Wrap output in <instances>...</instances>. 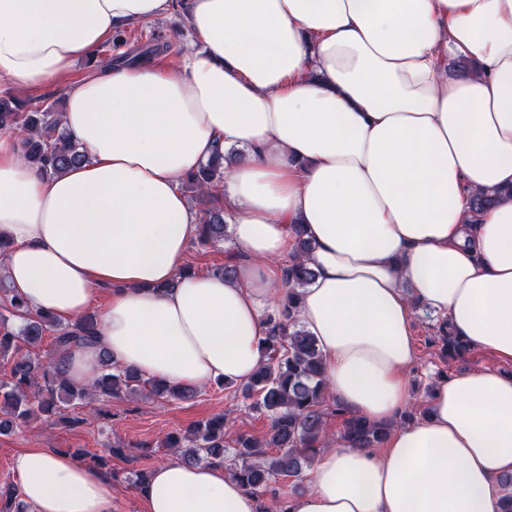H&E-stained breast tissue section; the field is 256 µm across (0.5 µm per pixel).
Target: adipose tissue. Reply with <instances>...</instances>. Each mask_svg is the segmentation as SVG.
<instances>
[{
    "mask_svg": "<svg viewBox=\"0 0 512 512\" xmlns=\"http://www.w3.org/2000/svg\"><path fill=\"white\" fill-rule=\"evenodd\" d=\"M170 0H0V79L66 84L60 123L88 163L44 175L0 134V241L12 293L70 323L99 289L91 344L62 365L90 385L103 359L170 384L248 380L302 225L316 273L298 319L328 391L392 424L387 448L321 450L292 512H499L512 474V375L440 378L411 400L413 308L512 361V0H191L201 47L180 71L145 62L71 79L117 26ZM452 60L472 71L449 73ZM235 278L181 275L196 217L180 183L216 151ZM498 193L472 212L468 200ZM32 512H115L111 478L70 455L13 460ZM146 512H257L223 468L169 461Z\"/></svg>",
    "mask_w": 512,
    "mask_h": 512,
    "instance_id": "adipose-tissue-1",
    "label": "adipose tissue"
}]
</instances>
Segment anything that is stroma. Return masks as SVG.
<instances>
[{
  "label": "stroma",
  "instance_id": "35a3bbf8",
  "mask_svg": "<svg viewBox=\"0 0 512 512\" xmlns=\"http://www.w3.org/2000/svg\"><path fill=\"white\" fill-rule=\"evenodd\" d=\"M153 33L159 34L161 45L160 52L153 57L154 63L167 72L180 69L193 34L188 15L179 0H171L166 16L116 28L93 55L75 64L73 78H80L102 67L111 55H138L144 47L146 36ZM0 95L15 98L28 110L51 105L60 113L65 107V86L61 83H48L28 89L0 81ZM437 327L436 319L427 318L423 310H415V358L409 368V378L417 409L426 408L427 389L440 377L457 376L480 369L512 374V362L499 360L491 353L477 349L448 358L442 357L433 342ZM220 412L230 414L238 431L253 436L264 435L270 425L266 414L250 409L249 401L241 391L232 387L221 388L213 383L188 400L141 398L116 401L112 403L110 415L106 418L89 415L85 408L75 405L68 410L73 418L69 424L41 418L31 419L15 432L0 435V486L19 485L20 480L12 468V461L23 449L39 445L52 450L82 448L99 454L106 444L119 441L126 445V455L109 461L113 472L121 477L116 484L117 512H145L141 493L137 487L127 483V476L135 471L149 472L162 462L175 460V453L161 446L166 435L186 430Z\"/></svg>",
  "mask_w": 512,
  "mask_h": 512
}]
</instances>
